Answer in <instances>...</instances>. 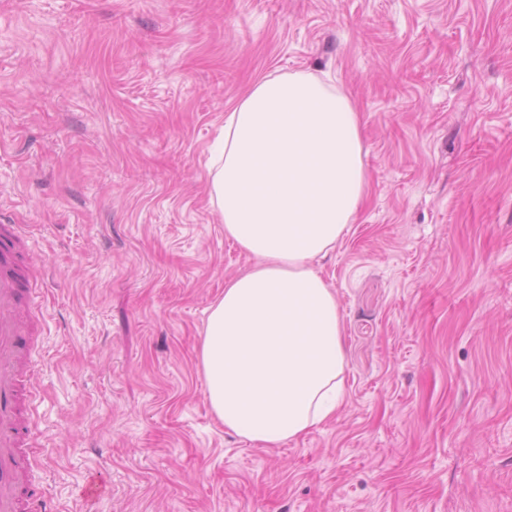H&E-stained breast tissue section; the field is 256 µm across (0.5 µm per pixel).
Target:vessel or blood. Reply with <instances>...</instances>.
Instances as JSON below:
<instances>
[{
    "label": "vessel or blood",
    "mask_w": 512,
    "mask_h": 512,
    "mask_svg": "<svg viewBox=\"0 0 512 512\" xmlns=\"http://www.w3.org/2000/svg\"><path fill=\"white\" fill-rule=\"evenodd\" d=\"M27 239L23 225L0 228V512H27L29 507L22 495L26 466L20 406L32 400L33 392L21 367L31 356L27 315L36 301L12 267Z\"/></svg>",
    "instance_id": "obj_1"
}]
</instances>
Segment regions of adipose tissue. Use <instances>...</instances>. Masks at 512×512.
I'll list each match as a JSON object with an SVG mask.
<instances>
[{
    "instance_id": "1",
    "label": "adipose tissue",
    "mask_w": 512,
    "mask_h": 512,
    "mask_svg": "<svg viewBox=\"0 0 512 512\" xmlns=\"http://www.w3.org/2000/svg\"><path fill=\"white\" fill-rule=\"evenodd\" d=\"M209 171L225 236L255 259L210 309L209 403L226 429L273 446L343 403L341 317L313 263L364 200L358 115L315 77L263 78L226 114Z\"/></svg>"
}]
</instances>
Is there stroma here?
<instances>
[{
    "label": "stroma",
    "instance_id": "obj_1",
    "mask_svg": "<svg viewBox=\"0 0 512 512\" xmlns=\"http://www.w3.org/2000/svg\"><path fill=\"white\" fill-rule=\"evenodd\" d=\"M295 73L349 97L367 189L319 264L343 405L264 447L207 399L210 308L254 262L208 168ZM1 221L42 272L39 512H512V0H0Z\"/></svg>",
    "mask_w": 512,
    "mask_h": 512
}]
</instances>
